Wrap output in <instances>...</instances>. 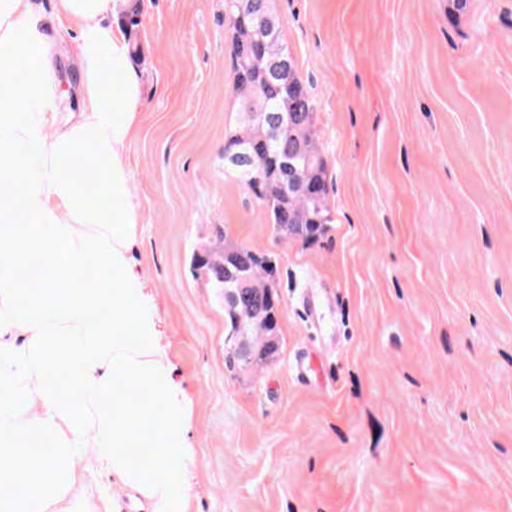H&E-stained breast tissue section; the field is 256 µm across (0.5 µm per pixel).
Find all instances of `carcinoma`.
Masks as SVG:
<instances>
[{"mask_svg": "<svg viewBox=\"0 0 512 512\" xmlns=\"http://www.w3.org/2000/svg\"><path fill=\"white\" fill-rule=\"evenodd\" d=\"M272 0H224L230 37L236 120L225 129L224 169L264 209L278 240L317 241L333 223L324 160L315 136V107L299 72L285 83L273 74L290 58ZM197 269L224 290V327L240 350L224 353L235 372L270 361L281 347L276 257L216 232L198 255Z\"/></svg>", "mask_w": 512, "mask_h": 512, "instance_id": "cac0c4a2", "label": "carcinoma"}]
</instances>
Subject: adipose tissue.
Listing matches in <instances>:
<instances>
[{
  "label": "adipose tissue",
  "mask_w": 512,
  "mask_h": 512,
  "mask_svg": "<svg viewBox=\"0 0 512 512\" xmlns=\"http://www.w3.org/2000/svg\"><path fill=\"white\" fill-rule=\"evenodd\" d=\"M128 0H0V512H185L196 461L150 292L126 257L141 215L124 156L143 106ZM72 50L81 110L61 117ZM30 61L28 72L18 58Z\"/></svg>",
  "instance_id": "obj_1"
}]
</instances>
